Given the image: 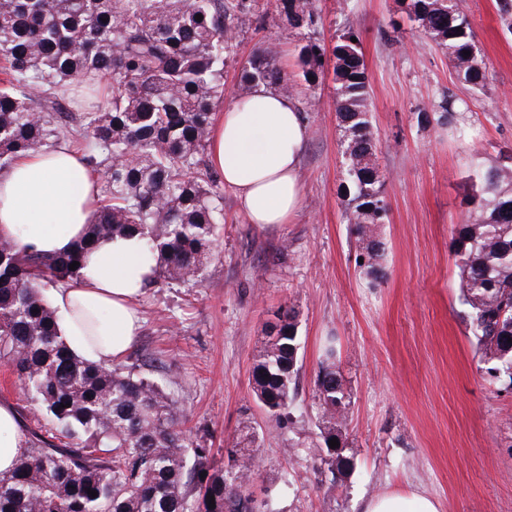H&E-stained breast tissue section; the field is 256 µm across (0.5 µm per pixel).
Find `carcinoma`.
<instances>
[{"label": "carcinoma", "instance_id": "1", "mask_svg": "<svg viewBox=\"0 0 512 512\" xmlns=\"http://www.w3.org/2000/svg\"><path fill=\"white\" fill-rule=\"evenodd\" d=\"M410 2L408 18L448 56L458 81L485 90L489 68L459 0ZM275 8L298 35L299 72L267 46L241 64L239 86L291 94L298 77L313 91L332 76L346 219L356 265L376 286L386 278L377 228L387 202L361 42L347 29L327 46L315 0H275ZM254 16V0H0V170L68 140L101 180L97 216L72 251L20 252L0 240V362L42 414L36 426L22 425L25 448L0 472V512H263L247 493L256 475L247 465L253 431L240 430L229 469L215 467L175 401L139 365L92 364L68 351L42 292L74 278L70 264L100 242L135 233L157 254L149 287L198 280L224 218V182L208 156L224 61L235 54L236 30ZM467 109L445 96L417 119L447 125ZM469 180L466 218L451 238L455 287L480 363L512 384V158ZM299 350L296 312L281 306L266 323L252 375L275 428L293 418ZM313 396L318 459L341 474L349 462L329 440L342 438L351 400L333 338ZM189 448L195 463L187 476Z\"/></svg>", "mask_w": 512, "mask_h": 512}]
</instances>
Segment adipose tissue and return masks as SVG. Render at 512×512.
Returning a JSON list of instances; mask_svg holds the SVG:
<instances>
[{"mask_svg":"<svg viewBox=\"0 0 512 512\" xmlns=\"http://www.w3.org/2000/svg\"><path fill=\"white\" fill-rule=\"evenodd\" d=\"M308 137L297 99L266 86L234 98L214 123L209 156L249 223H289L303 205L302 149ZM99 206L98 179L59 144L0 171V239L20 249L69 252ZM143 239L114 238L86 255L79 276L51 294L69 351L91 363L121 361L141 323L137 301L154 277ZM362 512H439L416 491L367 498Z\"/></svg>","mask_w":512,"mask_h":512,"instance_id":"ef3b65f1","label":"adipose tissue"}]
</instances>
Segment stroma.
Returning a JSON list of instances; mask_svg holds the SVG:
<instances>
[{
    "instance_id": "stroma-1",
    "label": "stroma",
    "mask_w": 512,
    "mask_h": 512,
    "mask_svg": "<svg viewBox=\"0 0 512 512\" xmlns=\"http://www.w3.org/2000/svg\"><path fill=\"white\" fill-rule=\"evenodd\" d=\"M324 38L360 33L370 82L388 213L378 228L388 275L368 287L354 262L339 185L345 178L334 86L299 96L309 135L303 207L292 223H248L232 192L213 256L194 285L147 289L131 349L143 374L165 383L194 438L216 466L242 426L254 428L259 473L250 493L265 512H361L365 498L415 490L439 512H512V391L478 369L455 288L451 229L466 212V178L512 156V34L496 0H463L491 70L486 91L458 82L447 57L402 12L399 0H318ZM236 35L224 63V97L239 96L241 63L279 46L295 70L296 35L271 0ZM466 100L456 126L421 125L443 94ZM301 336L296 418L270 428L252 392L265 328L281 306ZM335 337L351 395L343 433L349 470L320 464L313 381Z\"/></svg>"
}]
</instances>
